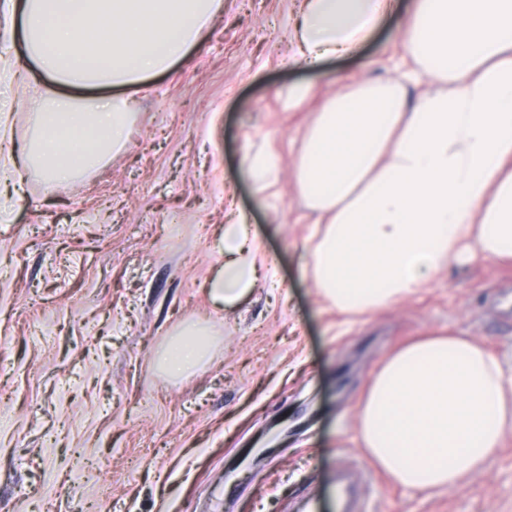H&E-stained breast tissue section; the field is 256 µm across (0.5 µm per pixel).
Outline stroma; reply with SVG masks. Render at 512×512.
<instances>
[{"mask_svg": "<svg viewBox=\"0 0 512 512\" xmlns=\"http://www.w3.org/2000/svg\"><path fill=\"white\" fill-rule=\"evenodd\" d=\"M413 0L354 57L290 62L299 0H224L188 58L128 88L123 152L55 193L39 172L0 187V512H296L346 466L370 512H512V435L465 484L396 485L364 452L363 397L387 359L426 336H467L512 363V265L454 262L408 298L350 317L302 267L315 215L294 170L302 136L341 84L400 80L408 105ZM308 83L301 107L288 90ZM39 83L0 75V169L13 168ZM279 176L255 192L246 159ZM263 258L252 294L215 308L229 205ZM197 323L210 353L179 377L156 363Z\"/></svg>", "mask_w": 512, "mask_h": 512, "instance_id": "1", "label": "stroma"}]
</instances>
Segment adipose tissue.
<instances>
[{
	"mask_svg": "<svg viewBox=\"0 0 512 512\" xmlns=\"http://www.w3.org/2000/svg\"><path fill=\"white\" fill-rule=\"evenodd\" d=\"M394 0H302L295 65L357 51ZM223 0H0V43L23 45L44 80L28 114L25 160L48 191L126 146L136 112L118 88L188 56ZM410 62L440 83L407 107L393 79L343 84L307 128L295 179L324 221L302 269L337 310L364 314L412 295L456 260L512 259V0H415ZM207 282L220 309L257 285L258 247L243 213L219 240ZM205 327L178 331L159 365L205 360ZM365 450L408 488L453 487L512 433V368L465 336L392 355L358 415Z\"/></svg>",
	"mask_w": 512,
	"mask_h": 512,
	"instance_id": "adipose-tissue-1",
	"label": "adipose tissue"
}]
</instances>
